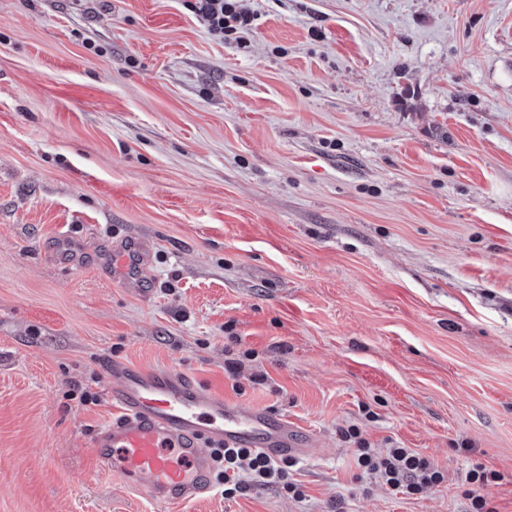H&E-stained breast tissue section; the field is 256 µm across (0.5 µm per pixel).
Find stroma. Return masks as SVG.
<instances>
[{"label": "stroma", "mask_w": 512, "mask_h": 512, "mask_svg": "<svg viewBox=\"0 0 512 512\" xmlns=\"http://www.w3.org/2000/svg\"><path fill=\"white\" fill-rule=\"evenodd\" d=\"M244 4L219 40L182 0H0V512H470L478 464L512 512V0ZM133 238L148 298L103 269ZM107 358L288 419L297 493L98 470ZM359 443V467L390 487L402 488L408 495H417L444 479L438 468L410 448H388L384 455H375L365 443Z\"/></svg>", "instance_id": "35a3bbf8"}]
</instances>
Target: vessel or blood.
Wrapping results in <instances>:
<instances>
[{
    "label": "vessel or blood",
    "instance_id": "obj_1",
    "mask_svg": "<svg viewBox=\"0 0 512 512\" xmlns=\"http://www.w3.org/2000/svg\"><path fill=\"white\" fill-rule=\"evenodd\" d=\"M150 255L145 241L113 253V276L144 293L142 271ZM105 379L113 415L95 434L91 453L158 504L208 496L212 449L257 448L294 457L307 453L305 440L287 419L226 400L183 372L111 362Z\"/></svg>",
    "mask_w": 512,
    "mask_h": 512
}]
</instances>
